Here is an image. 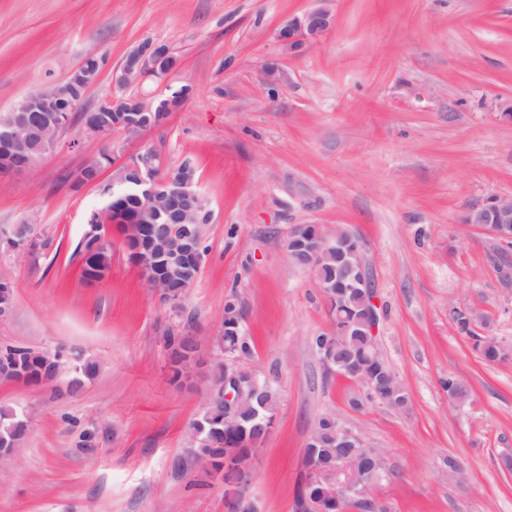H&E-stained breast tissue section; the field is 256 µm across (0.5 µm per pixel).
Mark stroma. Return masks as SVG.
<instances>
[{
	"mask_svg": "<svg viewBox=\"0 0 512 512\" xmlns=\"http://www.w3.org/2000/svg\"><path fill=\"white\" fill-rule=\"evenodd\" d=\"M319 0H0V112L106 56L94 105L116 96L112 69L145 39L178 58L171 89L190 86L157 129L106 139L63 130L55 149L0 184V225L36 220L45 246L0 245L13 313L0 348L60 354L39 384L0 380V405L29 414L25 439L0 467V512H224L221 480L185 461L224 304L237 297L254 349L246 365L280 407L247 498L255 512H296L303 453L325 413L385 456L370 496L382 512H512V357L490 363L459 333L453 308L483 315L477 335L512 350V245L471 205L512 196V0H331L333 28L291 49L278 38ZM276 65L281 79L268 82ZM167 169L188 162L212 220L196 283L162 303L112 229V266L89 286L78 245L101 188L140 150ZM111 154L98 185L76 173ZM343 226L365 246L380 305L378 344L408 394L397 410L327 373L312 345L331 326L312 271L294 265L292 225ZM187 332L203 363L170 381L165 338ZM97 376L70 392L72 367ZM456 379L470 391L448 397ZM360 406H352V399ZM95 448L81 447L83 432ZM462 473L448 474L447 458Z\"/></svg>",
	"mask_w": 512,
	"mask_h": 512,
	"instance_id": "obj_1",
	"label": "stroma"
}]
</instances>
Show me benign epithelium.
<instances>
[{
  "label": "benign epithelium",
  "mask_w": 512,
  "mask_h": 512,
  "mask_svg": "<svg viewBox=\"0 0 512 512\" xmlns=\"http://www.w3.org/2000/svg\"><path fill=\"white\" fill-rule=\"evenodd\" d=\"M334 17L330 9L323 6L312 10L301 18L288 21L279 31V39L290 47H298L312 42L325 34L333 25ZM171 50L165 44L146 40L127 52L122 62L112 70V84L118 89H128L151 78L163 85L174 70L170 64ZM104 69L102 65H89L82 61L62 80L27 94L16 100L7 117L0 121L3 132L0 139V182H5L16 175L26 172L35 160L50 152L56 143L57 130L61 122H56L55 129L46 128V113L66 111L82 113V130L92 136L106 138L109 135L110 122L107 113L118 107L127 113L125 132L138 135L155 128V113L170 107L171 99H151L139 93L123 95L119 98L106 97L92 107L85 106L88 90L94 85ZM164 160L159 154H152L143 149L124 164L112 179V185H121L129 179L137 182L140 190L139 205L130 211L117 202H112V218L102 217L98 226L89 234L93 247L101 251L111 245L107 224H123L127 234L153 232L154 224L164 220L174 225L170 234H164L160 241L164 245L166 262L163 271L158 273L145 256L133 251L135 261L146 271L149 284L155 288L158 297L173 308L179 306L182 273L189 262L203 263L201 252L203 235L198 233L202 227L198 216L209 211L207 201L197 189L194 170L185 164L178 178H162L156 170L163 169ZM464 221L467 224H480L503 242L512 240V197H489L481 205L466 211ZM306 236L310 244L309 261L319 259L323 251L331 248L344 249L346 263L355 271V276L347 288L363 290L367 304V331L372 341H377L380 314L379 303L374 289L369 285L364 261V244L353 248L347 244L354 238L351 231L345 234H333L323 231L321 226L312 224L293 225L288 233V240ZM20 238L26 244L38 239L34 220L22 224L0 226V240L8 244ZM22 381L25 372L21 368L17 355L0 357V379ZM253 379V374L243 366L242 358L224 359V418L233 416L235 402L245 395L244 382ZM339 447L346 453L339 457L340 464L329 466L317 464L310 454H305L309 481L322 485L321 500L331 504L340 498L358 495L369 503L370 483H363L357 478V470L366 460L372 462L373 470L379 476L389 473L385 457L377 450L366 446L357 436L336 426ZM198 442L197 433L188 430L185 455L192 462L197 472L214 475L216 471L208 464L206 458L195 451ZM254 461H249L241 468L238 483L224 486L225 512H251L247 504L246 488L249 483Z\"/></svg>",
  "instance_id": "1"
}]
</instances>
